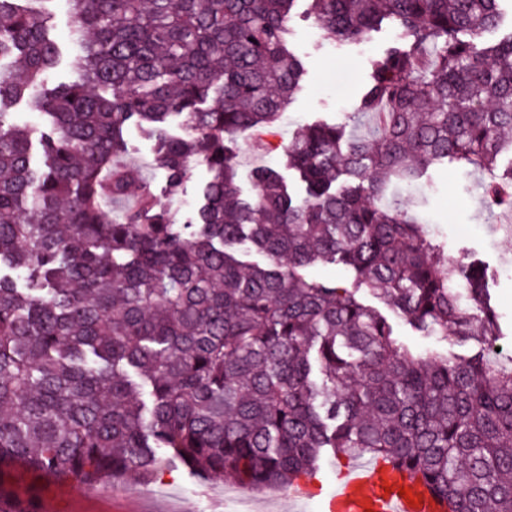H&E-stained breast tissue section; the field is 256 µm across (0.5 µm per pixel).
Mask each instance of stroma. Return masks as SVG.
<instances>
[{"label":"stroma","mask_w":512,"mask_h":512,"mask_svg":"<svg viewBox=\"0 0 512 512\" xmlns=\"http://www.w3.org/2000/svg\"><path fill=\"white\" fill-rule=\"evenodd\" d=\"M51 28L63 50V63L47 78L49 85L73 79L69 61L75 54L70 41L71 15L64 0H51ZM292 42L302 59L307 76L302 88L285 110L271 139L273 148L258 146L254 140L238 137L237 184L242 196L255 192L254 169L267 163L279 165L283 149L303 129L317 121L344 123L356 111L368 81L370 62L391 47L397 37L392 28L371 33L351 46L327 41L323 31L306 16L305 5H298L292 21ZM125 164L138 168L152 183L158 200L176 215L187 219L198 202L199 189L207 179L205 167H196L193 176L178 195H169L162 172L150 167L153 142L136 126H128ZM485 173L464 170L454 164L430 167L420 179L423 210L432 229L446 243L449 260L466 257L483 262L493 270L489 282L492 302L501 316L502 334L496 345L500 356L512 357V211L489 209L483 200ZM394 334L415 352L449 351L459 356L471 354L474 345L456 338L425 336L403 322H395ZM229 476L199 477L174 461L151 482L134 477L87 485L75 480H47L25 471L20 464L0 465V488L13 499L24 502L35 498L42 512H234L235 503L225 500Z\"/></svg>","instance_id":"35a3bbf8"}]
</instances>
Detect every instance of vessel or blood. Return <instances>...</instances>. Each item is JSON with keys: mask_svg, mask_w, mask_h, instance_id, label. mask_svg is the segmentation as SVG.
<instances>
[{"mask_svg": "<svg viewBox=\"0 0 512 512\" xmlns=\"http://www.w3.org/2000/svg\"><path fill=\"white\" fill-rule=\"evenodd\" d=\"M410 488L420 504L410 505L400 488ZM320 512H443L429 488L419 479L400 473L389 477L382 465L366 461L345 472L334 491L319 501Z\"/></svg>", "mask_w": 512, "mask_h": 512, "instance_id": "obj_1", "label": "vessel or blood"}]
</instances>
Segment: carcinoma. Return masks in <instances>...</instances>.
<instances>
[{
	"label": "carcinoma",
	"mask_w": 512,
	"mask_h": 512,
	"mask_svg": "<svg viewBox=\"0 0 512 512\" xmlns=\"http://www.w3.org/2000/svg\"><path fill=\"white\" fill-rule=\"evenodd\" d=\"M50 2L0 0V464L100 484L150 481L174 457L260 488L329 449L391 461L448 512H512V358L489 349L488 269L448 262L411 211L380 203L435 162L491 173L512 152V34L485 39L512 0H310L333 43L385 23L398 37L360 105L375 137L315 124L285 150L301 199L263 165L241 197L233 147L301 87V0H66L75 77L54 88ZM21 103L44 119L36 140ZM132 122L170 192L210 170L184 223L144 181L112 221L136 177L114 167ZM484 197L512 208V170ZM320 263L354 287L305 274ZM396 319L476 351L414 353Z\"/></svg>",
	"instance_id": "carcinoma-1"
}]
</instances>
